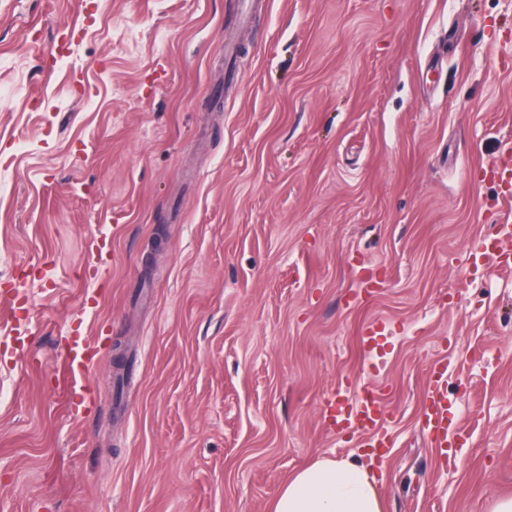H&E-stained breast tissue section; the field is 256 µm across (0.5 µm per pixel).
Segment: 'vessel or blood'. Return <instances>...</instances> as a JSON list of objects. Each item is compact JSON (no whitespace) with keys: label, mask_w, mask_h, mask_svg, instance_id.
Segmentation results:
<instances>
[{"label":"vessel or blood","mask_w":512,"mask_h":512,"mask_svg":"<svg viewBox=\"0 0 512 512\" xmlns=\"http://www.w3.org/2000/svg\"><path fill=\"white\" fill-rule=\"evenodd\" d=\"M91 341L88 337L72 339L65 351L66 370L71 386H78L93 363ZM448 364L438 359L428 369V384L425 389L420 424L427 435L431 448L439 456H447L450 448L456 447L462 432L460 424L452 422L449 410L446 378ZM326 410L333 424L340 429L358 434L365 448H386L391 444L387 433L390 413L375 390L363 389L340 393L330 399Z\"/></svg>","instance_id":"vessel-or-blood-1"}]
</instances>
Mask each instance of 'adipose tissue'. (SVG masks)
<instances>
[{
  "mask_svg": "<svg viewBox=\"0 0 512 512\" xmlns=\"http://www.w3.org/2000/svg\"><path fill=\"white\" fill-rule=\"evenodd\" d=\"M271 512H382V502L375 475L359 459H320L285 482Z\"/></svg>",
  "mask_w": 512,
  "mask_h": 512,
  "instance_id": "ef3b65f1",
  "label": "adipose tissue"
}]
</instances>
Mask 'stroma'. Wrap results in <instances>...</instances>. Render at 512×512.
<instances>
[{"instance_id": "35a3bbf8", "label": "stroma", "mask_w": 512, "mask_h": 512, "mask_svg": "<svg viewBox=\"0 0 512 512\" xmlns=\"http://www.w3.org/2000/svg\"><path fill=\"white\" fill-rule=\"evenodd\" d=\"M511 150L512 0H0V512H269L348 455L384 512H491L512 251L470 271ZM350 382L393 414L382 463L324 412ZM90 348V339L87 336H78L72 339L65 351L66 370L70 379V389L74 395V400L70 399V408L74 415H78L84 408H80L82 402L78 389L80 390L81 387L78 384L82 382L93 364ZM448 363L443 359L433 360L428 369V384L425 389L420 424L423 432L430 441V448H434L440 457H448V448H455L458 444L462 427L449 419V410L452 403L448 400V387L446 378Z\"/></svg>"}]
</instances>
